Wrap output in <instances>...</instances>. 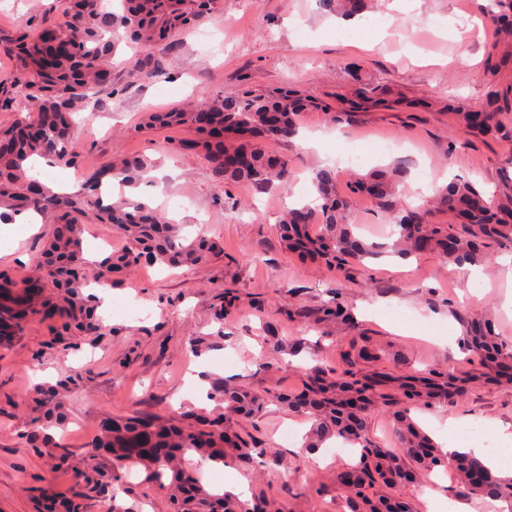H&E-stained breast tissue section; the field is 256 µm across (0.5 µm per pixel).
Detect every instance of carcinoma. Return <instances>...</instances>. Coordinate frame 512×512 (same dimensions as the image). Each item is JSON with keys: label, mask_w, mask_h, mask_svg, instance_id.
Returning a JSON list of instances; mask_svg holds the SVG:
<instances>
[{"label": "carcinoma", "mask_w": 512, "mask_h": 512, "mask_svg": "<svg viewBox=\"0 0 512 512\" xmlns=\"http://www.w3.org/2000/svg\"><path fill=\"white\" fill-rule=\"evenodd\" d=\"M71 21L65 32L51 24L41 33H0V46L14 54L20 72L10 80L0 78V111L14 108L17 98L34 105L9 126H0V220L18 212H34L51 218L52 235L42 253L41 266L58 288L51 302L43 295H24L21 285L0 279V326L12 324V311L22 302L32 314L45 308L57 316L58 336H103L112 329L103 325L96 313L94 297L85 294L90 282L114 285L127 271L146 260L165 267L198 266L219 250L218 243L203 232L187 239L181 226L149 204L120 195L103 201V188L114 177L131 184L146 171L148 163L138 157L112 161L83 173L78 194L54 193L29 175L27 160L50 157L64 167L78 165L79 152L72 146V114L92 112L98 95L112 89L110 57L115 42L106 35L121 29L132 41L151 45L166 41L173 47L180 36L200 21L215 16L222 0H123V10L113 13L101 7V0H69ZM330 11L354 16L367 9L372 0H321ZM512 14V0H488L485 13L493 23ZM314 106L293 90L284 88L272 96H255L246 90L217 97L203 96L190 108L149 112L148 129L184 127L193 137L177 148L208 157L212 174L228 182L245 181L256 190H286L290 176L285 164L267 155L255 140L273 136L287 138L297 130L299 114ZM512 99L501 96L492 109L458 112L455 123L463 132L479 133L512 141ZM402 172L398 168L372 172L355 178L350 191L365 193L394 226L393 248L398 253L437 251L448 262H485L487 245H512V191L486 195L474 184L452 180L436 189L441 207L453 216L464 215L461 224H429L419 218L422 207L404 208L397 203ZM313 183L319 204L289 209L279 225L283 248L302 258L321 260L344 268L360 264L374 255L371 247L356 240L345 219L347 200L336 193V171L323 167L314 173ZM93 212L102 224L112 226L127 242L125 250L109 253L90 262L83 254V224L80 216ZM312 316L321 322L350 324L342 296L317 308ZM461 339L463 348L479 357L484 367L481 377L512 382V345L499 336L488 321L467 319ZM468 380L450 379L429 372L419 377L391 376L361 380L351 371L340 377L313 367L300 394L281 393L279 402L293 413L312 418L315 440L307 445L312 453L331 436L351 440L360 446L356 464L336 474V492L344 499L346 512H413L409 502L375 491L378 484L394 488L416 481L421 474L439 467L453 469L460 478L458 489L466 494L512 503V476H499L479 460L461 455L453 461L411 416V410L431 401H451L462 397ZM40 402L61 410L63 399L54 388L36 390ZM210 397L224 411L249 422L262 409L263 400L227 382L217 384ZM384 406L392 421L400 450L369 442V412ZM195 424L181 427L176 421L155 416L114 419L95 441L97 448H111L114 461L123 466L134 461L154 465V477L162 480L171 453L158 448L191 449L212 460L249 464L254 457L271 456V448L261 447L243 430L229 435L224 415L202 417L192 414ZM179 485L176 512H279L263 495L250 503L226 497L214 498L194 485V476L185 471L174 474Z\"/></svg>", "instance_id": "carcinoma-1"}]
</instances>
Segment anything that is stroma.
<instances>
[{"label":"stroma","mask_w":512,"mask_h":512,"mask_svg":"<svg viewBox=\"0 0 512 512\" xmlns=\"http://www.w3.org/2000/svg\"><path fill=\"white\" fill-rule=\"evenodd\" d=\"M485 2L374 0L336 27L318 0H224L221 15L188 30L177 48L119 44L114 94H100L96 112L76 117L78 169L51 166V180L73 191L81 172L109 160L151 159L152 170L138 184L141 197L159 209L175 194L191 199V207L173 211V218L190 237L195 223H203L222 251L191 269L134 267L111 287L110 306L99 313L109 335L74 336L63 347L53 342L54 321L38 317L0 335V512H43L50 498L64 512H102L111 501L121 512H175L173 487L152 479L149 464L115 470L111 449L93 442L115 418L214 410L215 401L190 380L199 365L207 366L208 381L227 379L268 400L253 423L227 420L282 455L278 467L239 468L250 490L264 489L286 512H345L334 487L346 466L343 455L312 469L304 449L279 440L287 428L307 434L311 423L274 402V394L302 390L313 365L337 372L349 367L343 359L348 336L311 318V311L341 294L356 334L379 354L377 361L352 366L361 375L426 368L479 373L477 359L459 346L462 319L471 314L491 317L512 340L506 308L512 247H494L493 260L476 271L432 252L411 256L402 271L388 270L378 258L342 270L302 261L278 243L276 223L287 194L216 179L203 156L176 151L189 135L186 128L140 125L143 113L180 107L207 92L296 89L320 108L301 113L296 136L261 139V148L287 163L308 201L318 197L313 173L335 167L350 223L367 242L386 243L385 221L373 201L348 190L355 175L405 164V200L416 193L430 197L435 184L452 176L491 192L504 174L512 175V143L462 133L451 117L455 110H483L490 91H512V62L501 66L490 57L494 37L481 11ZM47 20L68 26L65 0H18L17 14L0 15V30L32 33ZM145 57L164 65L162 78L132 75ZM389 141L400 142L403 152H373V145ZM361 146L368 155L341 164ZM50 233L47 224L21 225L14 245L0 254V272L17 282L35 273ZM228 290L237 300L216 320L214 308ZM197 336L212 339L198 357L189 351ZM38 383L62 392L59 421L36 411ZM416 418L512 426V385L475 382L467 396Z\"/></svg>","instance_id":"1"}]
</instances>
